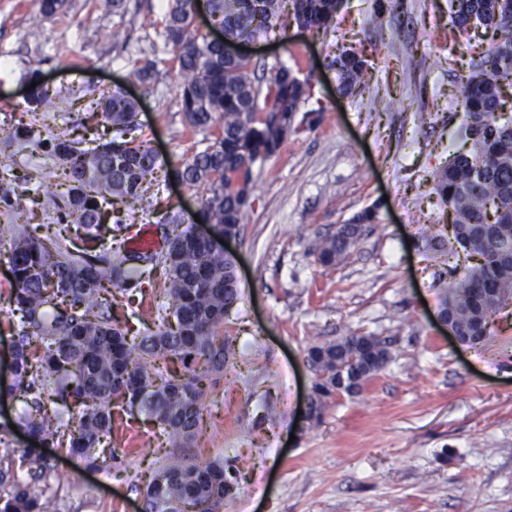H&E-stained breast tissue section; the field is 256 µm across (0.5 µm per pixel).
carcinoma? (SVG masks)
Wrapping results in <instances>:
<instances>
[{
	"label": "carcinoma",
	"mask_w": 512,
	"mask_h": 512,
	"mask_svg": "<svg viewBox=\"0 0 512 512\" xmlns=\"http://www.w3.org/2000/svg\"><path fill=\"white\" fill-rule=\"evenodd\" d=\"M298 27L326 31L342 0H289ZM211 15L228 39L254 38L277 28L283 0H210ZM451 22L460 35L475 28L493 30L486 54L462 79L463 134L472 143L433 175L434 191L448 222L427 224L421 235L425 254L443 265L448 314L463 343L476 346L491 336L490 320L512 306V117H502L504 88H512V31L497 19L512 16V0H448ZM404 0H377L369 14L374 27L385 15L399 18ZM192 0H169L162 36L176 50L182 78L181 110L189 127L206 130L216 118L220 133L204 149L162 167L148 144L131 137L137 130L136 104L116 91L98 102L100 118L121 131L91 153L78 154L75 141L58 134L37 135L55 96L38 84L32 89L29 121L3 129L16 142H33L50 163L20 176L0 165V181L12 182L3 198L5 224L19 226L7 250L14 288L9 298L19 314L12 344V380L7 397L23 402L17 425L30 443L12 447L11 430L0 426V512H54L45 498V479L54 471L41 447L50 445L84 461L86 467L116 477L124 472L127 450L112 446L114 411L138 406L159 432L181 444L201 417L204 385L228 365L229 342L221 334L224 315L240 300L233 260L213 251L191 225L174 229L164 252H136L112 234L104 218L114 201L143 198L158 170L184 183L205 187L203 214L211 224L240 233L251 207L247 186L252 169L272 157L284 138L251 113L269 109L297 112L309 99L307 84L286 66L266 85L251 77L252 64L224 56V43L212 42L193 27ZM329 66L338 92L356 96L368 66L365 56L339 49ZM55 185L51 223L62 228L41 235L49 225L31 224L27 204L42 187ZM376 219L367 209L336 225L317 260L332 266L344 258ZM96 242V253L74 239ZM464 252L474 264L459 271L451 259ZM162 268L166 303L155 310H125L133 288L144 290L142 265ZM370 338L378 356L372 364L349 362L353 348ZM391 342L353 332L306 349L315 373L336 360L346 366L354 388L381 372L392 359ZM336 381L316 378L309 419L319 423L336 399ZM238 470L214 460L199 464L178 448L149 480L129 478L140 491L143 512H221L224 498L238 484Z\"/></svg>",
	"instance_id": "cac0c4a2"
}]
</instances>
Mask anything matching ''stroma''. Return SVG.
<instances>
[{
    "label": "stroma",
    "mask_w": 512,
    "mask_h": 512,
    "mask_svg": "<svg viewBox=\"0 0 512 512\" xmlns=\"http://www.w3.org/2000/svg\"><path fill=\"white\" fill-rule=\"evenodd\" d=\"M167 0H67L45 17L38 0H0V125L23 119L25 78L60 98L48 134L84 122L100 95L136 98L138 139L163 160L203 149L215 129L192 130L181 110L178 65L160 36ZM408 21L366 24L375 0H344L327 33L294 22L246 41L257 74L285 64L312 81L313 121L289 134L254 173L252 207L233 255L240 301L224 318L231 364L202 398L190 443L241 478L222 512H512V311L491 322L487 344L458 343L439 320V269L418 247L441 211L435 170L465 150L462 78L491 35H454L448 0H405ZM124 40L114 41V31ZM371 64L362 96L336 94L337 47ZM154 62L150 84L132 71ZM427 124L418 127L416 117ZM202 189L160 180L145 207L118 204L113 219L195 221ZM376 208L371 230L331 267L316 250L337 225ZM0 247V381L10 380L12 288ZM392 341L388 366L356 396L337 398L321 423L299 422L314 375L307 348L350 332ZM129 470L165 459L172 442L136 413L116 419ZM45 485L57 512H138L141 495L50 447Z\"/></svg>",
    "instance_id": "1"
}]
</instances>
